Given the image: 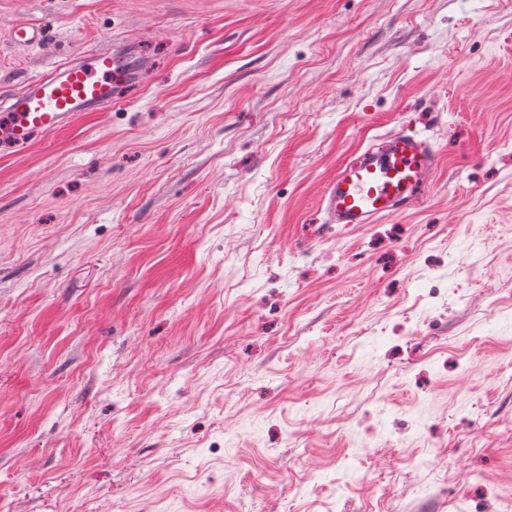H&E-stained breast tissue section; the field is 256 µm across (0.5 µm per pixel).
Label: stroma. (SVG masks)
Masks as SVG:
<instances>
[{"label":"stroma","mask_w":512,"mask_h":512,"mask_svg":"<svg viewBox=\"0 0 512 512\" xmlns=\"http://www.w3.org/2000/svg\"><path fill=\"white\" fill-rule=\"evenodd\" d=\"M106 47L118 100L0 154V512H497L512 0H0V99ZM404 126L424 199L327 223Z\"/></svg>","instance_id":"1"}]
</instances>
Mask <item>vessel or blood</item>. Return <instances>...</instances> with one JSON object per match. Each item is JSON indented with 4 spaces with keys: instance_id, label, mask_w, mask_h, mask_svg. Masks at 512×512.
Masks as SVG:
<instances>
[{
    "instance_id": "b4317fda",
    "label": "vessel or blood",
    "mask_w": 512,
    "mask_h": 512,
    "mask_svg": "<svg viewBox=\"0 0 512 512\" xmlns=\"http://www.w3.org/2000/svg\"><path fill=\"white\" fill-rule=\"evenodd\" d=\"M119 70L111 49L56 66L29 81L0 110V149L19 152L62 130L83 112L111 102ZM439 164L434 144L408 128L339 165L322 200L331 224H372L403 212L430 186Z\"/></svg>"
}]
</instances>
